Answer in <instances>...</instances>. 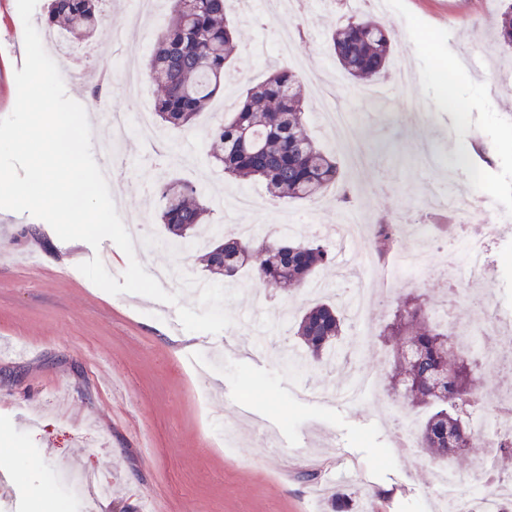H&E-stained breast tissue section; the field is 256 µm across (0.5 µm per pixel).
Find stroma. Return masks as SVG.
<instances>
[{"label":"stroma","mask_w":512,"mask_h":512,"mask_svg":"<svg viewBox=\"0 0 512 512\" xmlns=\"http://www.w3.org/2000/svg\"><path fill=\"white\" fill-rule=\"evenodd\" d=\"M499 0H390L382 21L395 51L380 85L392 88L389 101L344 95L338 101L351 115L364 161L352 166L316 112L308 114L314 139L331 147L339 179L326 199L274 201L261 182L225 176L213 157L205 130L229 104L217 93L208 110L189 129L166 128L175 149L194 152L193 166L179 167L148 152L136 134H128L116 154L122 172L111 195L125 227L145 226L162 241L166 231L152 198L162 178L201 188L213 209L211 220L237 235L251 225L265 233L280 225H318L332 230L345 207L339 199L350 189L363 220L370 224L394 217L403 224H430L432 187L455 196L485 194L512 211V60L495 44ZM109 17L89 37L69 36L63 46L45 50L64 68L79 63L98 74L119 61L147 69L159 21L142 20V39L116 43L117 32L132 25L129 0H101ZM227 13L239 21L233 67L246 81L259 83L272 65H288L304 77V68L278 52V33L302 27L312 65L331 79L345 81L325 47V34L347 5L324 0H290L288 7L256 0L245 11L229 0ZM24 25L17 0H0V118L15 105L16 41ZM412 81L397 85L400 71ZM467 104L466 118L448 108L447 94ZM423 112L428 120L409 124L404 116ZM255 194L254 207L233 213L219 203L234 190ZM372 242L360 241L335 255L315 275L323 298L344 305L352 281ZM107 258L114 277L128 267L126 254L111 240L99 248L77 247L58 238L45 221L26 213L0 210V340L27 346L25 356L0 357V472L11 477L9 500L0 512H325L313 501L302 478L307 455L320 462L319 482L336 466L361 472L360 481L338 483L335 491L353 502L370 499L374 512H430L438 496L432 460L402 447L393 424L379 408L383 390L348 403L333 392L364 371L386 373L392 348L380 333L397 297L422 289L436 307L447 301L439 253L429 255L436 273L424 285L413 279L374 284V320L357 334L345 325L347 362L330 366L308 362L304 374L283 368V349H298L292 331L280 329L281 310L299 314L312 303L307 288L286 292L242 274L240 296L228 302L232 326L217 335L189 332L177 318L178 306H195L192 290L166 284L179 293V305L137 294L113 295L91 283L78 269L94 254ZM487 280L492 310L512 319V229L497 242ZM264 423L282 451L270 453L255 433ZM236 430L233 452L224 450V429ZM80 468L111 480L105 503L80 493L67 474ZM44 490L35 499V490Z\"/></svg>","instance_id":"35a3bbf8"}]
</instances>
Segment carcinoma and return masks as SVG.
<instances>
[{
	"mask_svg": "<svg viewBox=\"0 0 512 512\" xmlns=\"http://www.w3.org/2000/svg\"><path fill=\"white\" fill-rule=\"evenodd\" d=\"M498 43L512 52V0H501ZM104 16L98 0H51L47 30L91 35ZM326 44L341 70L355 82H371L387 69L392 37L374 18L348 19L326 32ZM235 25L227 18L225 0H169L151 56V73L162 80L154 112L167 127L189 128L221 86L235 80L230 66L235 55ZM307 106L296 75L286 66L274 69L261 83L247 87L233 111L207 130L217 147L215 159L224 172L240 179L261 180L274 200L316 201L336 183V160L317 146L307 130ZM165 243L187 252L203 251L207 271L222 286L238 281L252 268L269 288L304 286L330 263L318 240L288 234L243 239L224 236L207 223L211 208L197 187L169 181L159 197ZM394 226L377 224L375 242L386 252L396 242ZM344 315L329 301L306 307L294 322V335L304 345V360L341 358ZM448 321L421 294L401 298L386 336L412 344L409 357L399 356L385 391L410 411L428 410L419 423L418 447L434 460L448 461L475 445L472 417L461 407L475 397L474 380L484 370L492 347L484 337Z\"/></svg>",
	"mask_w": 512,
	"mask_h": 512,
	"instance_id": "obj_1",
	"label": "carcinoma"
}]
</instances>
